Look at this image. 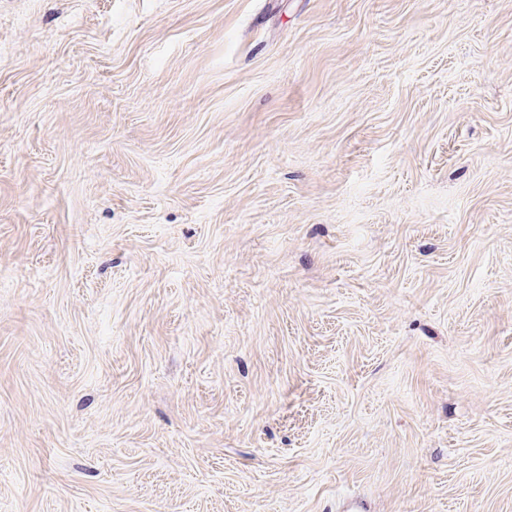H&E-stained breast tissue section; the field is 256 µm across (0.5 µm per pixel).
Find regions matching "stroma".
<instances>
[{"mask_svg": "<svg viewBox=\"0 0 512 512\" xmlns=\"http://www.w3.org/2000/svg\"><path fill=\"white\" fill-rule=\"evenodd\" d=\"M0 512H512V0H0Z\"/></svg>", "mask_w": 512, "mask_h": 512, "instance_id": "obj_1", "label": "stroma"}]
</instances>
